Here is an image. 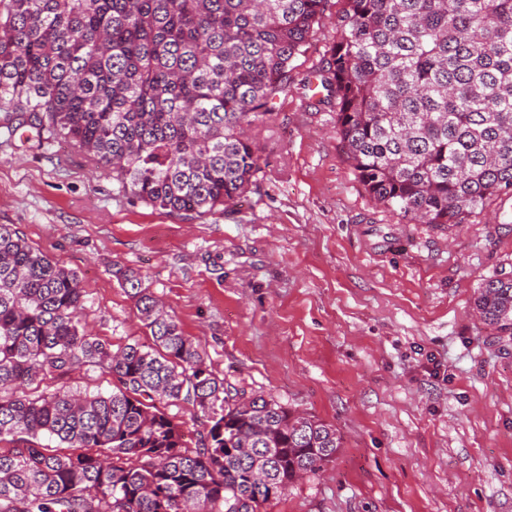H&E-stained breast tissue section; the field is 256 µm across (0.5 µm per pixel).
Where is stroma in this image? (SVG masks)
I'll use <instances>...</instances> for the list:
<instances>
[{
  "label": "stroma",
  "mask_w": 512,
  "mask_h": 512,
  "mask_svg": "<svg viewBox=\"0 0 512 512\" xmlns=\"http://www.w3.org/2000/svg\"><path fill=\"white\" fill-rule=\"evenodd\" d=\"M327 0L233 209L170 214L118 191L75 142L0 135V224L79 275L82 322L147 337L113 275L143 273L207 366L336 428L333 462L260 512H512V340L478 287L512 274V198L467 223H407L359 183L306 83L336 37Z\"/></svg>",
  "instance_id": "1"
}]
</instances>
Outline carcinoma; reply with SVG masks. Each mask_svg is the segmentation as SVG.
I'll return each mask as SVG.
<instances>
[{"label":"carcinoma","instance_id":"obj_1","mask_svg":"<svg viewBox=\"0 0 512 512\" xmlns=\"http://www.w3.org/2000/svg\"><path fill=\"white\" fill-rule=\"evenodd\" d=\"M326 2L0 0V127L75 142L169 213L227 209ZM316 80L358 180L402 219L463 224L512 195V0H344ZM114 276L152 343L88 333L78 274L0 224V512H259L333 461L336 429L244 397L138 271ZM475 307L512 338L511 275ZM81 371L112 391L28 394ZM159 402L192 407L195 442Z\"/></svg>","mask_w":512,"mask_h":512}]
</instances>
